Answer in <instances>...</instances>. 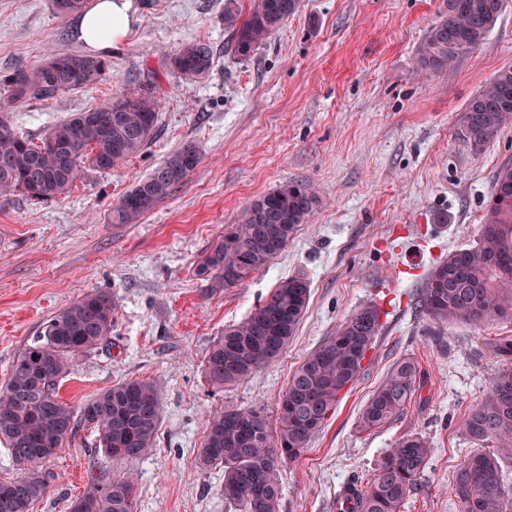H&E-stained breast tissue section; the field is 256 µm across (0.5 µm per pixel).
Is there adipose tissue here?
Segmentation results:
<instances>
[{
	"mask_svg": "<svg viewBox=\"0 0 512 512\" xmlns=\"http://www.w3.org/2000/svg\"><path fill=\"white\" fill-rule=\"evenodd\" d=\"M132 22L131 0H97L79 22V38L90 49H112L124 42Z\"/></svg>",
	"mask_w": 512,
	"mask_h": 512,
	"instance_id": "ef3b65f1",
	"label": "adipose tissue"
}]
</instances>
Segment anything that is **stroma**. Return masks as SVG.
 <instances>
[{"label": "stroma", "instance_id": "stroma-1", "mask_svg": "<svg viewBox=\"0 0 512 512\" xmlns=\"http://www.w3.org/2000/svg\"><path fill=\"white\" fill-rule=\"evenodd\" d=\"M132 3L131 30L103 51L110 68L95 84L12 106L14 128L38 139L116 93L150 88L161 103L141 154L110 171L85 168L60 199L0 201V384L49 318L104 291L116 303L111 338L71 359L59 396L78 410L112 385L147 380L161 391L162 417L154 448L133 461L105 456L96 431L77 423L43 465L48 490L30 512H70L100 469L133 477L136 512H232L222 467L198 462L211 414L258 406L276 419L295 368L365 307L378 309L381 333L359 382L280 468V512H336L344 487L368 486L409 435L432 452L402 512H460L450 483L473 444L458 424L502 368L495 345L512 337V321L438 324L418 305L434 266L477 243L493 178L512 164V124L479 150L461 124L472 96L512 66V6L478 48L426 71L420 47L445 17L443 0H302L246 59L231 48L224 0ZM76 22L50 0H0V76L51 52L86 53ZM195 41L214 52L202 79L167 65ZM186 141L200 162L184 184L134 223H111L113 204ZM287 181L311 185L316 203L285 250L238 287L202 280L197 265L225 225ZM298 274L310 300L279 360L213 387L204 359L214 339ZM402 358L419 371L412 401L389 425L362 429L365 403Z\"/></svg>", "mask_w": 512, "mask_h": 512}]
</instances>
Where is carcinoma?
Returning a JSON list of instances; mask_svg holds the SVG:
<instances>
[{"label":"carcinoma","mask_w":512,"mask_h":512,"mask_svg":"<svg viewBox=\"0 0 512 512\" xmlns=\"http://www.w3.org/2000/svg\"><path fill=\"white\" fill-rule=\"evenodd\" d=\"M85 0H51L66 17L83 11ZM446 18L431 28L420 50V66L442 69L479 47L495 27L507 0H443ZM301 7V0H253L241 16L238 0H224V27L232 48L248 58ZM213 63L209 44L184 45L170 59L178 73L201 78ZM108 66L103 58L55 52L38 64L0 77L8 101L51 98L95 83ZM160 101L150 92L120 93L53 125L34 143L13 127L0 108V197L20 192L37 201L70 193L84 165L116 167L138 154L153 138ZM512 122V66L501 68L468 102L462 127L479 149ZM197 145L187 141L112 206L110 220L128 224L150 211L197 167ZM312 187L286 182L252 200L239 223L198 264V275L235 288L280 254L313 211ZM310 297V283L294 276L273 288L243 320L224 328L209 348L205 373L212 386H232L277 360L295 335ZM422 312L436 323L512 319V166L494 176L478 242L437 264L425 282ZM115 303L105 292L89 293L58 311L41 336L14 361L0 386V437L21 474L0 481V512H29L47 484L40 468L62 448L75 428L74 411L58 395L68 361L106 343ZM381 330L380 314L366 307L334 336L309 352L291 374L279 402L277 426L257 409L226 407L214 413L199 455L203 467L224 468V501L235 512H279L280 464L296 460L334 412L341 394L356 384L363 361ZM418 368L399 360L363 408L360 427L381 428L406 408L416 391ZM82 419L98 433L105 455L136 459L155 444L161 396L150 382L118 383L84 404ZM462 432L477 448L453 475L451 493L461 512H512V487L504 470L512 462V364L493 377L485 398L465 415ZM431 453L419 436L401 439L381 460L369 487L352 485L339 494L338 512H401L418 490ZM71 512H135L132 478L116 480L98 470Z\"/></svg>","instance_id":"obj_1"}]
</instances>
